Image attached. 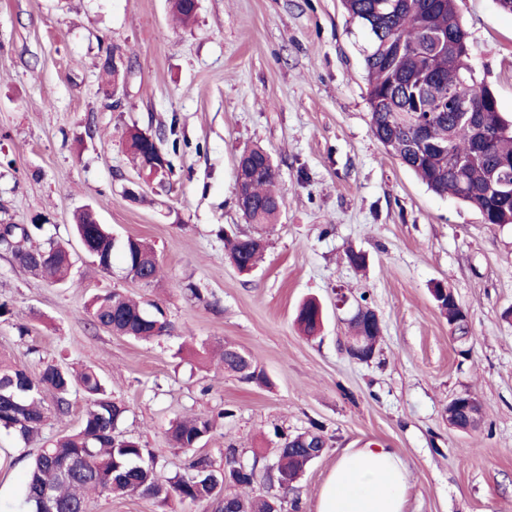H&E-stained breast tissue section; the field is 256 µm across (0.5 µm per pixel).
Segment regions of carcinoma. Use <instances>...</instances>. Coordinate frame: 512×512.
I'll return each mask as SVG.
<instances>
[{"instance_id":"carcinoma-1","label":"carcinoma","mask_w":512,"mask_h":512,"mask_svg":"<svg viewBox=\"0 0 512 512\" xmlns=\"http://www.w3.org/2000/svg\"><path fill=\"white\" fill-rule=\"evenodd\" d=\"M173 14L182 22L196 15L193 0H170ZM349 18L366 32L362 56L367 80V104L373 133L390 155L413 171L426 187L441 197L451 196L476 210L482 223L512 224V122L501 116L493 91L477 81L467 63L468 33L457 16L455 0H343ZM431 126L433 147L417 142L418 126ZM154 143L144 132H126V150L142 169L155 155ZM269 152L253 147L246 158L252 169L251 205L246 218L251 224H272L280 214L281 197L274 190ZM42 224H0V249L12 254L28 272L57 283H68L73 267L71 250L53 237L32 244ZM76 235L89 245L86 257L112 266V234L93 223L88 210L76 217ZM119 248L124 270L134 280L152 285L160 277L153 250L141 239L127 237ZM264 251L263 238L241 235L229 242V260L238 269L255 267ZM434 301L448 318L451 335H468L467 312L436 284ZM149 312L117 290L95 295L87 310L95 326L118 336L150 340L171 333L172 323L156 303ZM297 323L308 336L321 327L320 306L314 299L303 302ZM224 371L243 383L263 384L266 377L255 364H246L241 351L224 346ZM250 370H245V367ZM79 389L89 406L79 429L40 448L25 484V512H37L42 494L50 492L58 512H88V493L138 494L166 506L180 502L216 503L215 512H284L289 505L299 512L297 477L308 465L307 453L328 444L323 427L283 438L288 449L277 455L278 471L285 486L269 492L254 478L253 469L215 467L209 458L193 455L184 472L165 476L157 469V457L133 440L116 435L127 407L112 399L99 369L88 366L75 374L68 368L46 363L33 375L0 352V432L27 444L38 436L49 415L61 419L71 407V394ZM52 403H45V395ZM216 420L205 414L172 424L174 447L191 450L214 429ZM232 487H259L262 492L245 499L228 492ZM293 498H288V495Z\"/></svg>"}]
</instances>
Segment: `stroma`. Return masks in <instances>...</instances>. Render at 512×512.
<instances>
[{
	"label": "stroma",
	"instance_id": "stroma-1",
	"mask_svg": "<svg viewBox=\"0 0 512 512\" xmlns=\"http://www.w3.org/2000/svg\"><path fill=\"white\" fill-rule=\"evenodd\" d=\"M469 63L512 117V14L497 0H457ZM363 34L341 0H200L176 25L168 0H0V224L47 220L72 239L75 212L92 208L119 238L154 249L152 287L114 260L103 272L78 260L67 288L21 269L0 249V352L38 372L43 363L98 367L128 413L124 437L158 454L167 475L190 455L167 430L183 416H218L197 448L224 467L228 445L249 463L276 455L278 433L323 426L329 446L296 484L317 512L337 457L369 445L395 449L407 470L406 512H512V225L430 192L375 138L366 102ZM126 63L115 86L108 49ZM161 136L173 174L140 178L125 148L130 127ZM264 147L278 168L282 208L256 226L235 203L241 154ZM137 185L136 196L127 187ZM263 236L248 275L225 258L224 238ZM368 256L351 266L348 250ZM441 282L467 309L454 338L430 289ZM197 288V296L186 287ZM117 289L162 306L172 335L134 341L96 327L86 304ZM379 316L375 357L345 351L350 309ZM324 310L315 337L299 303ZM228 343L270 383L246 385L200 344ZM470 393L486 407L479 429L448 425V402ZM232 416H224V409ZM83 393L38 438L0 433V512H21L25 474L44 440L76 430ZM89 512H214L208 503L160 506L137 495L95 494Z\"/></svg>",
	"mask_w": 512,
	"mask_h": 512
}]
</instances>
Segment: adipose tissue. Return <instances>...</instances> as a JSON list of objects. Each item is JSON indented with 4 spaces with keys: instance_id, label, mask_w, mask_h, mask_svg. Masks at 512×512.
Returning a JSON list of instances; mask_svg holds the SVG:
<instances>
[{
    "instance_id": "ef3b65f1",
    "label": "adipose tissue",
    "mask_w": 512,
    "mask_h": 512,
    "mask_svg": "<svg viewBox=\"0 0 512 512\" xmlns=\"http://www.w3.org/2000/svg\"><path fill=\"white\" fill-rule=\"evenodd\" d=\"M408 481L390 448L346 450L324 484L318 512H405Z\"/></svg>"
}]
</instances>
